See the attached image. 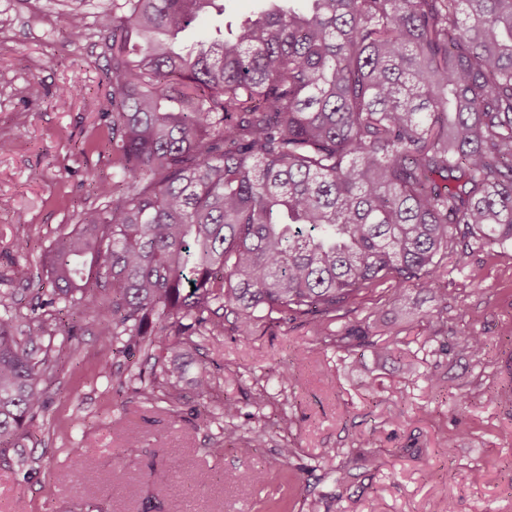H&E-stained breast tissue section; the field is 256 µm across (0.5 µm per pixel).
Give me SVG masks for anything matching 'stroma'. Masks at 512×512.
I'll return each mask as SVG.
<instances>
[{
  "mask_svg": "<svg viewBox=\"0 0 512 512\" xmlns=\"http://www.w3.org/2000/svg\"><path fill=\"white\" fill-rule=\"evenodd\" d=\"M218 16L196 20L189 40L212 36L249 16L258 0H223ZM112 0H0V295L9 296L23 326L37 306L41 261L51 241L74 225L73 210L97 176L112 173V156L96 146L111 116L98 82L108 56L96 26ZM85 16L70 36L65 16ZM78 84L80 98L61 95ZM30 248L18 252L19 237ZM441 297L412 290L416 310L401 322L405 344L384 361L371 352L339 360L305 319L259 322L247 334L226 321L220 336H197L180 359L181 401L168 410L165 382L155 401L136 375L143 351L111 359L92 319L76 341L55 337L56 358L37 433L0 450V512H512V246L449 253ZM441 313L452 336L477 330L488 346L481 359L456 345L437 351L426 317ZM110 371H103V361ZM284 360L296 375L289 387L270 375ZM216 378L213 409L236 403L237 435L267 431L264 447L244 453L221 423L194 414L201 370ZM438 377L439 392L427 388ZM266 402L255 407L257 385ZM466 395L459 414L453 396ZM287 417L288 430L275 423ZM374 430L371 447L358 445ZM138 434L129 445L128 434ZM454 452H447V441ZM294 448L282 466V444ZM182 465V477L168 468ZM349 464L348 481L337 479ZM266 482L247 487L256 468ZM121 470L134 495L112 487ZM76 481H67V474Z\"/></svg>",
  "mask_w": 512,
  "mask_h": 512,
  "instance_id": "stroma-1",
  "label": "stroma"
}]
</instances>
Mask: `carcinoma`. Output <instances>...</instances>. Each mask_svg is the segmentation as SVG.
<instances>
[{
  "mask_svg": "<svg viewBox=\"0 0 512 512\" xmlns=\"http://www.w3.org/2000/svg\"><path fill=\"white\" fill-rule=\"evenodd\" d=\"M192 45L217 0H112L106 145L72 230L46 254L48 305L24 336L0 299V448L32 435L54 367L45 337L92 318L112 355L154 364L234 315L306 316L325 343L392 352L336 311L387 280L438 294L450 251L512 246V0H265ZM484 355L487 339L458 337ZM214 377L196 380L211 398ZM235 437L260 448L265 431Z\"/></svg>",
  "mask_w": 512,
  "mask_h": 512,
  "instance_id": "cac0c4a2",
  "label": "carcinoma"
}]
</instances>
